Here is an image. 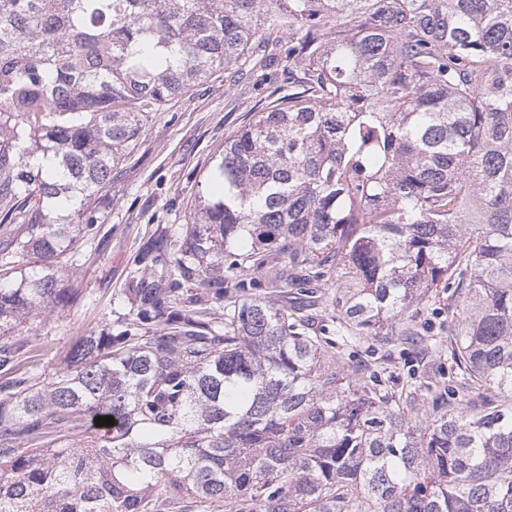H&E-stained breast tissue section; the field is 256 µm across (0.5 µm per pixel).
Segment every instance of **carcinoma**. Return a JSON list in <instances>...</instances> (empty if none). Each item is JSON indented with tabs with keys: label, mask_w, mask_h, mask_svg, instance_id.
Masks as SVG:
<instances>
[{
	"label": "carcinoma",
	"mask_w": 512,
	"mask_h": 512,
	"mask_svg": "<svg viewBox=\"0 0 512 512\" xmlns=\"http://www.w3.org/2000/svg\"><path fill=\"white\" fill-rule=\"evenodd\" d=\"M221 70L276 88L143 244L122 330L0 384V512H512V0H0V256L33 255L0 273V368L73 301L150 114ZM430 305L454 386L328 361L418 345Z\"/></svg>",
	"instance_id": "1"
}]
</instances>
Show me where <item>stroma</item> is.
I'll use <instances>...</instances> for the list:
<instances>
[{"label":"stroma","instance_id":"stroma-1","mask_svg":"<svg viewBox=\"0 0 512 512\" xmlns=\"http://www.w3.org/2000/svg\"><path fill=\"white\" fill-rule=\"evenodd\" d=\"M256 98L230 87L223 73L153 113L145 137L126 156L107 195L96 200L98 222L66 257L75 300L45 311L12 330L30 354L23 368L47 379L79 337L113 327L117 298L137 269L135 258L149 237L181 230L224 140L250 117ZM338 360H370L380 379L410 384L430 375L455 381L447 357L408 347L387 350L362 339L335 350Z\"/></svg>","mask_w":512,"mask_h":512}]
</instances>
